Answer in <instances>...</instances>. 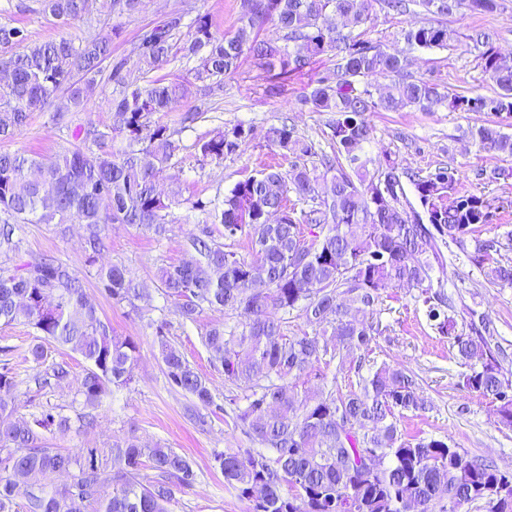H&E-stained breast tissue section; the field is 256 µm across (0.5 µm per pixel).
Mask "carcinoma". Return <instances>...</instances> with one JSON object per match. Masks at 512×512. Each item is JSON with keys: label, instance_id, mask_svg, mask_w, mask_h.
I'll list each match as a JSON object with an SVG mask.
<instances>
[{"label": "carcinoma", "instance_id": "1", "mask_svg": "<svg viewBox=\"0 0 512 512\" xmlns=\"http://www.w3.org/2000/svg\"><path fill=\"white\" fill-rule=\"evenodd\" d=\"M43 13L61 24L92 23L98 11L131 15L142 0H38ZM431 19L405 34L408 47L446 49L455 32L441 18L487 15L498 0H420ZM186 11L169 14L145 31L137 46V74L126 62L112 61V36L95 33L79 42L60 38L33 42L24 28L0 23V58L10 80L0 83V139L18 136L29 113L66 104L53 120L74 141L51 161L25 151L0 153V325L31 327L35 342L28 359L35 364V402L42 391L70 378L66 361L46 363L49 347L66 348L86 363L78 379L75 415L69 407L41 406L29 419L15 417L18 383L14 365L0 361V512H15L23 495L26 512H172L176 494L193 485L195 471L183 454L164 444L142 446L138 438H115L104 448H55L52 438L93 426L96 412L114 388L130 385L138 346L112 334L74 271L51 256L15 263L21 224L70 223L84 226L85 265L116 303L132 302L143 288L127 269L96 266L111 224H136L156 233L179 204L157 180L179 150L180 130L153 120L170 112L189 94L183 81L154 77L178 58L196 59L194 79L209 93L224 88L243 58L266 75V92L277 95L288 79L303 75L327 57L333 66L318 72L300 106L334 112L329 123L334 155L323 170L308 166L314 145L294 126L282 123L267 132L279 162L238 181L223 204L199 198L191 210L224 227V238L245 239L254 260L247 261L213 239L205 226L190 238L197 258L161 270L163 295L183 319L196 321L206 309L220 308L243 317L229 331L207 330L202 342L210 364L224 380L244 387L245 404L235 419L253 448L215 454L224 481L249 503L248 512H462L475 505L485 512H512V472L469 456L446 437H405L407 412L427 409L416 374L383 362L358 374L359 390L334 387L318 392L306 386L315 367L330 366L337 351H370L379 325L367 313L396 288H415L434 328L448 338L466 371L462 386L499 402L498 424L512 429V380L505 379L501 349L490 322L473 319L458 328L455 305L434 289V272L443 267L441 245L473 237L469 261L493 284L512 286V262L498 258L503 244L474 236L475 225L490 224L492 204L467 194L448 199L459 170L442 166L413 175L421 210L408 199L398 166L369 170L365 145L371 140L373 112L415 109L435 112H490L512 126V65L494 34L476 30L470 48L496 84L493 96L443 90L408 73V58L364 37L372 20V0H241L238 25L222 33L207 14L184 23ZM271 25L281 43L260 38ZM188 28L181 36L182 28ZM389 83L376 88L372 79ZM109 89L110 123L71 126L64 114L86 108L98 87ZM472 138L484 151L512 156V135L501 126H481ZM252 129L237 124L198 141L202 156L217 163L245 150ZM315 202L305 209L290 203ZM320 228L317 239L307 227ZM280 310H298L312 334L288 335ZM159 354L169 384L193 399L189 416L205 423L196 407L215 405L207 380L173 345L164 326L156 329ZM155 471L141 478V468ZM66 475L69 480L58 482Z\"/></svg>", "mask_w": 512, "mask_h": 512}]
</instances>
